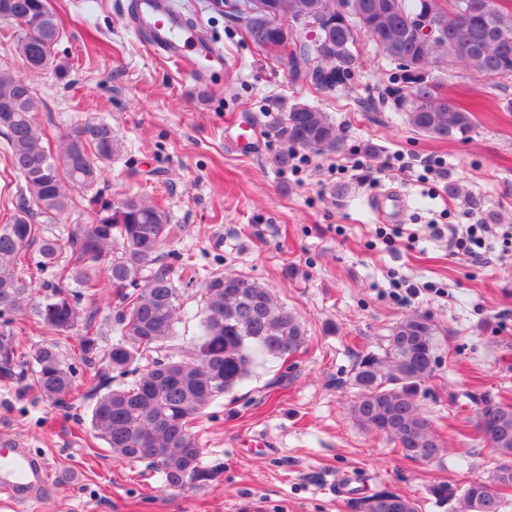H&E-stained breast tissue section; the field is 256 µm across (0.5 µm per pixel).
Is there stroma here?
<instances>
[{"instance_id": "obj_1", "label": "stroma", "mask_w": 512, "mask_h": 512, "mask_svg": "<svg viewBox=\"0 0 512 512\" xmlns=\"http://www.w3.org/2000/svg\"><path fill=\"white\" fill-rule=\"evenodd\" d=\"M130 2L50 0L63 35L53 65L32 79L39 125L55 149L81 121L111 125L122 149L101 196L133 192L165 212L175 231L160 254L185 309L198 310L203 279L247 275L300 315L307 343L206 409L197 433L206 461L223 470L182 491L92 439L97 387L80 360L70 409L0 384V437L24 439L50 470L38 501L0 495V512H354V501L381 491L418 500L421 512H456L457 494L495 466L475 427L481 397L512 402V246L501 237L512 229V79L439 59L432 79L476 119L471 139L440 140L383 102L395 65L366 36L353 79L324 92L293 78L287 58L256 48L224 0H177L224 55V68L199 80L133 31ZM296 101L328 112L345 147L298 150L277 169L267 163L284 148L274 127ZM452 182L463 195H449ZM391 189L407 199L397 226L377 206ZM436 224L499 227L485 238L491 262L452 256ZM187 263L199 280L183 277ZM398 280L419 296L396 299ZM410 314L429 317L436 332L439 363L419 401L445 454L428 464L351 412L360 362L383 357ZM440 485L453 493L448 502L433 494Z\"/></svg>"}]
</instances>
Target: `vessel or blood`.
<instances>
[{"mask_svg": "<svg viewBox=\"0 0 512 512\" xmlns=\"http://www.w3.org/2000/svg\"><path fill=\"white\" fill-rule=\"evenodd\" d=\"M131 21L137 32L165 58L198 78L223 66V54L204 49L196 28L170 5L169 0H134ZM388 221L401 222L406 213L404 196L387 191L379 202ZM49 482L43 460L32 456L23 441L0 448V495L21 502L35 501Z\"/></svg>", "mask_w": 512, "mask_h": 512, "instance_id": "b4317fda", "label": "vessel or blood"}]
</instances>
